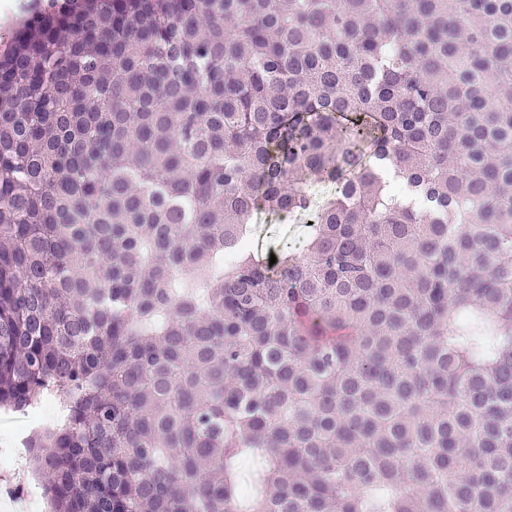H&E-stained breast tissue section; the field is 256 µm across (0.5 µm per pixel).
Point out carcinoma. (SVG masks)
<instances>
[{
    "instance_id": "cac0c4a2",
    "label": "carcinoma",
    "mask_w": 512,
    "mask_h": 512,
    "mask_svg": "<svg viewBox=\"0 0 512 512\" xmlns=\"http://www.w3.org/2000/svg\"><path fill=\"white\" fill-rule=\"evenodd\" d=\"M46 394L49 512H512V0L16 24L0 408ZM251 226L255 232L251 238L252 247L265 252L268 249L287 245L298 252L302 250L303 234L295 224H277L274 219L258 215Z\"/></svg>"
}]
</instances>
